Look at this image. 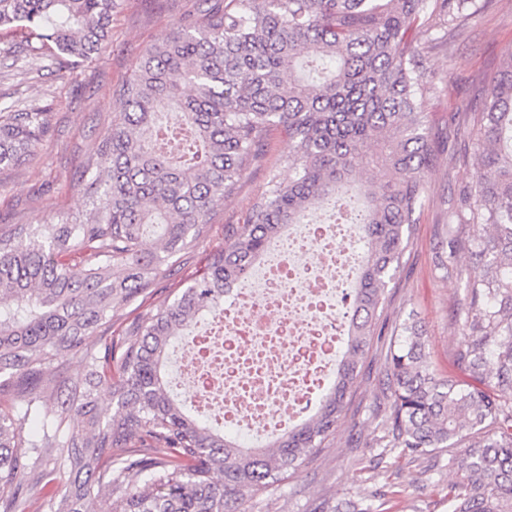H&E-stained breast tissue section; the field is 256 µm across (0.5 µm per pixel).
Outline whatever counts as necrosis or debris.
<instances>
[{
    "label": "necrosis or debris",
    "instance_id": "necrosis-or-debris-1",
    "mask_svg": "<svg viewBox=\"0 0 512 512\" xmlns=\"http://www.w3.org/2000/svg\"><path fill=\"white\" fill-rule=\"evenodd\" d=\"M352 238L343 219L295 225L196 336L181 378L246 443L280 433L327 383L357 268Z\"/></svg>",
    "mask_w": 512,
    "mask_h": 512
}]
</instances>
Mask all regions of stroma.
Listing matches in <instances>:
<instances>
[{
  "label": "stroma",
  "mask_w": 512,
  "mask_h": 512,
  "mask_svg": "<svg viewBox=\"0 0 512 512\" xmlns=\"http://www.w3.org/2000/svg\"><path fill=\"white\" fill-rule=\"evenodd\" d=\"M112 14L111 40L92 60L58 70L48 56L27 52L26 33L0 28V51L22 57L18 68H0V108H49L51 131L26 164L0 169V228L12 224H51L88 208L85 188L97 175L90 157L98 141L118 120L114 89L129 79L141 56L181 20L196 16L198 0H119ZM422 65L434 88L425 100L436 156L426 173L428 198L416 215L397 275L386 290L387 324L417 321L427 336L426 353L441 376L471 385L457 354L462 338L457 311L465 301L460 281L436 268L448 212L460 190L471 185L478 154L463 132L479 103L487 79L512 51V0H489L465 25L449 30L433 24L415 36ZM293 143L279 130L263 141L261 157L243 174L236 190L211 218L209 228L188 252L173 257L166 278L150 294L129 304L112 325L120 335L154 304L173 297L199 270L207 254L224 244L229 227L247 223L270 179L288 181ZM386 342L369 350L359 386L342 413L336 433L316 458L305 461L288 480L264 495L246 498L239 512H329L351 500L378 512H448L443 490L448 458L461 445L427 456L386 454L387 470L375 469L384 430L373 411L382 398Z\"/></svg>",
  "instance_id": "1"
}]
</instances>
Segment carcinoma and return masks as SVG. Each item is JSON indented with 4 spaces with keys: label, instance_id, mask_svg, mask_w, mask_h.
Here are the masks:
<instances>
[{
    "label": "carcinoma",
    "instance_id": "cac0c4a2",
    "mask_svg": "<svg viewBox=\"0 0 512 512\" xmlns=\"http://www.w3.org/2000/svg\"><path fill=\"white\" fill-rule=\"evenodd\" d=\"M199 17L146 50L114 91L120 121L100 140L91 209L53 224L0 229V512H237L317 456L359 385L384 330L385 290L426 200L432 160L427 84L409 33L452 23L475 0H199ZM119 0H0V26L20 23L30 51L58 65L109 43ZM294 144L293 178L269 181L248 223L173 300L124 334L112 318L164 275V263L207 232L212 214L260 155L267 131ZM49 130L41 109L0 113V168L18 166ZM478 166L460 199L476 265L452 261L448 223L438 269L464 282L458 355L486 388L440 377L416 323L385 355V447L448 459V512H512V52L472 113ZM364 260L332 386L316 411L265 447H244L173 392L165 368L199 317L223 309L289 224L338 206L360 176ZM161 227L154 249L145 233ZM97 337V343L89 339ZM82 374L65 375L59 359ZM115 408L103 409L101 398ZM37 429L25 434L26 425Z\"/></svg>",
    "mask_w": 512,
    "mask_h": 512
}]
</instances>
